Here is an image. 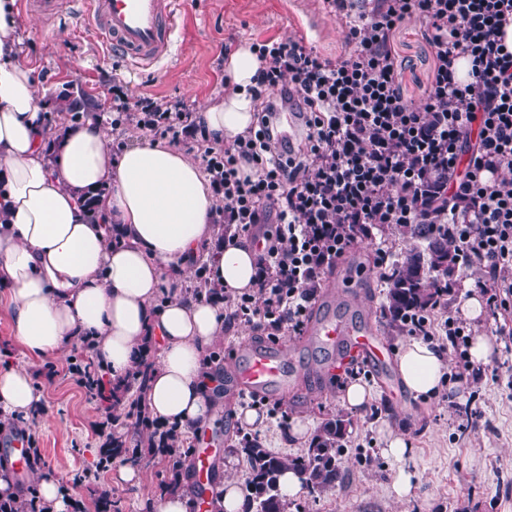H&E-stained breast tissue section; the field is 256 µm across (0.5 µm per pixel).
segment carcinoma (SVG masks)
<instances>
[{
	"label": "carcinoma",
	"mask_w": 512,
	"mask_h": 512,
	"mask_svg": "<svg viewBox=\"0 0 512 512\" xmlns=\"http://www.w3.org/2000/svg\"><path fill=\"white\" fill-rule=\"evenodd\" d=\"M396 229L415 241L427 243L426 251L414 246L405 253L402 260L391 263L386 275L390 323L396 331L402 332L403 320L409 315L439 304L442 289L429 288L428 281L431 274L435 273L445 279V285H451L450 277L455 270L457 258L448 248V232L440 226L400 224ZM148 365V360H142L126 383L112 387V398L117 402H126L129 417L138 418L142 415V404L137 392L144 386ZM145 426L152 429V443H166L167 452L164 457L167 459L170 478L155 488L154 496L160 497L178 486L186 453L176 446V428L150 422L145 423ZM350 426L351 422L342 416L325 420L312 438L307 452L295 459L270 453L255 436L240 435L235 451L249 465L246 491L251 512H288L289 502L280 485V477L286 470L294 471L301 484L312 492L333 488L339 477L340 457ZM121 457L136 459L138 451L127 447L120 436H112L101 444L99 463H105L108 458Z\"/></svg>",
	"instance_id": "obj_1"
}]
</instances>
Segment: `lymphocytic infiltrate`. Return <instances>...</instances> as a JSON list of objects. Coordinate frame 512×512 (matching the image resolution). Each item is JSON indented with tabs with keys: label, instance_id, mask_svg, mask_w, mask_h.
I'll use <instances>...</instances> for the list:
<instances>
[{
	"label": "lymphocytic infiltrate",
	"instance_id": "obj_1",
	"mask_svg": "<svg viewBox=\"0 0 512 512\" xmlns=\"http://www.w3.org/2000/svg\"><path fill=\"white\" fill-rule=\"evenodd\" d=\"M347 28L349 53L329 62L297 41L252 49L257 121L202 156L235 236L264 227L255 291L225 299L231 321L271 336L299 334L318 281L359 239L398 224H441L459 265L479 272L489 308L512 309V53L500 33L512 0H328ZM421 19L435 66L422 106L404 95L390 37ZM472 79L454 80L458 58ZM293 107L300 145L278 137V113ZM118 122L180 142L200 125L178 100L129 102L112 89ZM255 173L241 176V165ZM408 335L445 334L459 372L470 368L469 336L454 319L434 328L409 317Z\"/></svg>",
	"mask_w": 512,
	"mask_h": 512
}]
</instances>
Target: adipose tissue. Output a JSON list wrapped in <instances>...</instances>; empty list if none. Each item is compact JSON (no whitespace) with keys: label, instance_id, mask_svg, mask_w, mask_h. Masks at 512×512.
<instances>
[{"label":"adipose tissue","instance_id":"1","mask_svg":"<svg viewBox=\"0 0 512 512\" xmlns=\"http://www.w3.org/2000/svg\"><path fill=\"white\" fill-rule=\"evenodd\" d=\"M19 24L17 0H0V305L28 357L0 365V410L37 408L29 359L64 357L85 339L113 381L153 345L150 415L188 434L213 426L224 399L202 357L224 336V307L186 298L183 286L202 257L224 295L252 291L258 252L246 239L215 244L214 193L183 152L145 138L113 153L94 112L51 127L35 69L18 53ZM262 66L246 43L225 57L224 96L199 112L212 146L252 125ZM396 362L409 395L439 394L448 361L435 344L407 340Z\"/></svg>","mask_w":512,"mask_h":512}]
</instances>
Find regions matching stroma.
Here are the masks:
<instances>
[{"label": "stroma", "instance_id": "35a3bbf8", "mask_svg": "<svg viewBox=\"0 0 512 512\" xmlns=\"http://www.w3.org/2000/svg\"><path fill=\"white\" fill-rule=\"evenodd\" d=\"M186 25L173 47L172 65L142 71L108 55L94 35L79 22L48 19L35 13L21 14V55L34 67L41 92L47 99L80 101L89 111L111 113L112 84L120 82L129 99L152 97L183 101L190 110L223 97L224 57L242 42L302 38L307 49L321 59L336 61L348 52L347 31L336 19L326 0H185ZM392 50L404 70V93L414 106L424 103L423 92L434 66L432 51L421 20H406L396 30ZM387 243L393 258H400L410 242L398 231L373 233L347 253L342 263L367 270L361 303L371 316L389 351H396L407 336L395 332L385 315L388 285L375 265V250ZM455 286L445 303L435 309L433 323L460 316L462 303L481 294L479 275L455 270ZM267 342L265 332L238 324L226 329L214 347L213 365L230 375L244 341ZM299 355L309 368L294 382L292 394L282 400L268 397L257 406L252 396L227 401L224 414L211 431L221 459L238 484H245L248 465L234 453L240 432L258 435L264 448L294 458L308 448L309 439H295L280 428L282 418L301 417L312 429L343 414L352 422L341 457V476L331 490L309 493L301 490L292 498L289 512H512V351L496 347L488 361L480 363L477 377L444 387L433 400H415L402 389L395 361L385 368L351 362L362 382L373 391L369 408L346 410L340 401L346 369L332 373L317 370L322 351L298 344ZM66 362L49 375L44 361H33L31 369L42 395L43 414L30 424L45 461L66 486L78 492L84 512H109L98 487L111 486L110 504L118 512H146L144 503L153 488L168 478L164 458L146 453L147 427L127 418L116 427L129 446L142 450L139 463L143 478L139 486L112 485V468L98 469L99 432L104 407L88 390L65 373ZM255 409L259 421L245 425L239 410ZM480 415L479 429H471V415ZM405 426L412 452L405 463L386 458L382 430ZM413 475L415 488L403 501L392 490L399 468Z\"/></svg>", "mask_w": 512, "mask_h": 512}]
</instances>
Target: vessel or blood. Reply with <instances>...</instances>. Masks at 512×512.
<instances>
[{
	"instance_id": "vessel-or-blood-1",
	"label": "vessel or blood",
	"mask_w": 512,
	"mask_h": 512,
	"mask_svg": "<svg viewBox=\"0 0 512 512\" xmlns=\"http://www.w3.org/2000/svg\"><path fill=\"white\" fill-rule=\"evenodd\" d=\"M80 14L96 36L105 42L111 55L130 66L148 69L168 61L175 36L183 22L182 0H81ZM310 341L343 358L359 356L375 366L385 365L389 352L372 323L339 309L315 319L306 332ZM241 364L234 373L235 386L244 392H272L287 395L292 377L303 363L289 355L288 346L245 343ZM216 450L212 439L198 435L193 450V476L188 487L201 512L211 498L210 485L202 475L212 466Z\"/></svg>"
}]
</instances>
